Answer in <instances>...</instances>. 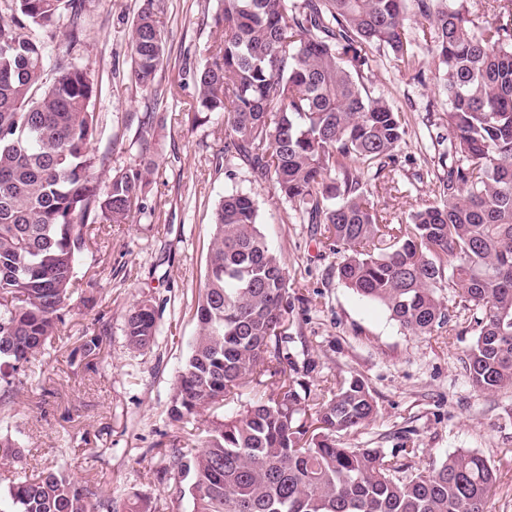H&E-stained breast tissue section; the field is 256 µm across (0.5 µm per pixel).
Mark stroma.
Listing matches in <instances>:
<instances>
[{"mask_svg": "<svg viewBox=\"0 0 512 512\" xmlns=\"http://www.w3.org/2000/svg\"><path fill=\"white\" fill-rule=\"evenodd\" d=\"M143 0H81L82 36L30 26L27 35L52 43L92 74L97 86L99 139L106 174L141 162L139 120L153 117L157 166L133 223L107 224L77 266V286L59 337L29 363L0 409V434L11 436L20 462L0 466V512H10L13 479L36 473L48 461L61 466L115 512L145 502L153 512H189L187 484L159 479L156 451L187 443L202 422L170 420L178 371L198 332L194 303L204 280L215 207L225 192L251 194L259 229L281 254L295 306L289 348L313 361L315 380L335 386L357 376L370 387L378 414L342 439L350 447L417 449L413 467L424 469L458 449L478 452L498 484L491 512H512V390L482 394L468 378L465 355L474 342L465 325L429 336L401 330L381 306L363 300L335 274L339 256L308 224L291 223L272 184L255 183L246 166L224 170L221 116L193 120L194 76L215 37L217 0H166L160 26L166 56L153 89L129 78V34ZM423 81L387 62L374 63L369 84L391 91L416 133L402 147L394 191L374 188L372 198L391 223L407 221L417 206L435 200L439 154L426 130L448 109L435 65L420 54ZM429 175H422L421 159ZM157 314L158 336L149 348H129L124 318L137 301ZM103 336L99 355L83 359L76 347Z\"/></svg>", "mask_w": 512, "mask_h": 512, "instance_id": "1", "label": "stroma"}]
</instances>
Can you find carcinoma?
Segmentation results:
<instances>
[{
	"instance_id": "carcinoma-1",
	"label": "carcinoma",
	"mask_w": 512,
	"mask_h": 512,
	"mask_svg": "<svg viewBox=\"0 0 512 512\" xmlns=\"http://www.w3.org/2000/svg\"><path fill=\"white\" fill-rule=\"evenodd\" d=\"M0 16V383L45 351L64 324L79 255L102 228L129 224L152 172L102 181L97 87L85 69L24 33L51 32L78 0H15ZM144 0L130 35L135 85L152 88L164 57L158 15ZM478 24L467 0H221V32L196 75L194 109L224 119V168L248 166L273 184L289 217L343 252L336 277L382 305L404 330L430 336L464 318L475 341L474 388H512V0H492ZM437 61L448 112L447 170L436 201L407 224L385 223L367 181L394 176L409 118L390 93L365 83L374 56L414 69L409 21ZM53 61L56 76L44 81ZM247 193L224 194L214 213L199 331L176 379L169 415L200 418L194 453L162 452V475L189 480L190 512H489L497 482L481 455L456 450L411 471L419 449L352 448L341 438L378 412L358 377L336 388L309 380L286 343L294 305L285 263L259 228ZM448 289V303L436 295ZM128 345L157 336L147 300L125 315ZM277 378L263 398L227 411L239 388ZM20 450L0 437V465ZM12 512H112V501L58 468L8 489Z\"/></svg>"
}]
</instances>
